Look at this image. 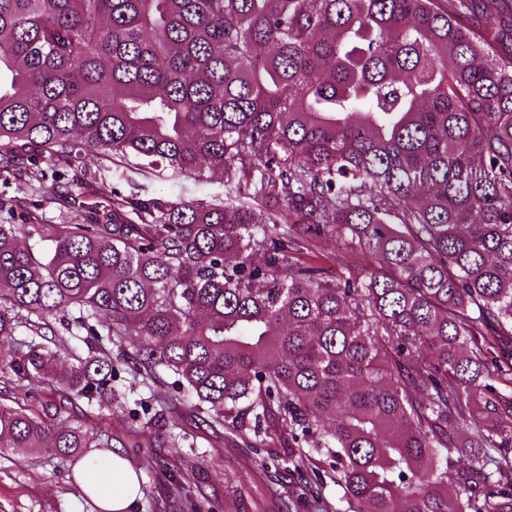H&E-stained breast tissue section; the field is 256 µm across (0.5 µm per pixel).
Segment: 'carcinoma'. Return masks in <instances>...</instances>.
<instances>
[{
  "instance_id": "obj_1",
  "label": "carcinoma",
  "mask_w": 512,
  "mask_h": 512,
  "mask_svg": "<svg viewBox=\"0 0 512 512\" xmlns=\"http://www.w3.org/2000/svg\"><path fill=\"white\" fill-rule=\"evenodd\" d=\"M471 6L0 0L1 181L48 158L56 195L97 151L233 182L0 224V453L112 447L59 420L120 400L115 348L162 405L327 456L348 512H512V59ZM310 232L371 265L329 275Z\"/></svg>"
}]
</instances>
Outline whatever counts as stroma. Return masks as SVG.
<instances>
[{
  "instance_id": "obj_1",
  "label": "stroma",
  "mask_w": 512,
  "mask_h": 512,
  "mask_svg": "<svg viewBox=\"0 0 512 512\" xmlns=\"http://www.w3.org/2000/svg\"><path fill=\"white\" fill-rule=\"evenodd\" d=\"M467 22L474 28L493 27L496 48L512 57V0H502L495 22H488L482 0H473ZM88 176L74 182L61 198L47 200L31 190L0 182V193L17 197L21 208L34 211L46 224H71L72 201L94 202L102 183L128 198L198 199L223 204L225 179L202 182L171 175L124 169L97 153L85 159ZM149 390L133 385L124 404L112 410L91 409L80 422L113 445L140 469L142 497L134 512H339L344 503L340 488L306 484L303 475L289 471L278 440L254 435L213 433L196 406L180 403L169 413L179 446L158 448L145 444L139 433L148 414L132 418L137 403ZM74 464L44 452L12 448L0 456V512H98L84 484L73 473Z\"/></svg>"
}]
</instances>
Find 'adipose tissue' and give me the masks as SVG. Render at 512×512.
<instances>
[{
    "mask_svg": "<svg viewBox=\"0 0 512 512\" xmlns=\"http://www.w3.org/2000/svg\"><path fill=\"white\" fill-rule=\"evenodd\" d=\"M97 461L107 477L105 484L89 491L99 512H131L141 496L138 469L117 448L98 455Z\"/></svg>",
    "mask_w": 512,
    "mask_h": 512,
    "instance_id": "obj_1",
    "label": "adipose tissue"
}]
</instances>
